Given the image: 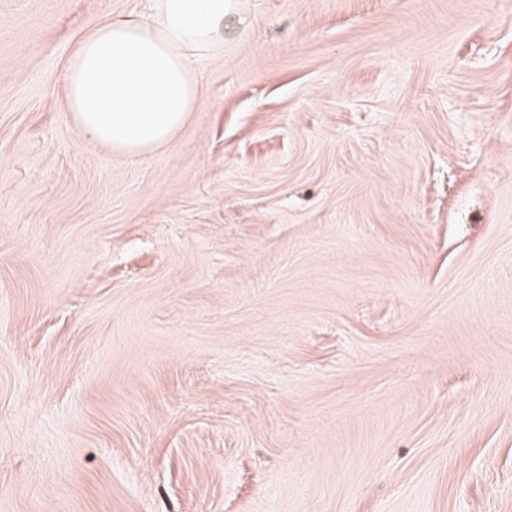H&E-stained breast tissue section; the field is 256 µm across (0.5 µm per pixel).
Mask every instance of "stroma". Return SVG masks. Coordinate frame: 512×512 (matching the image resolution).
I'll list each match as a JSON object with an SVG mask.
<instances>
[{
    "mask_svg": "<svg viewBox=\"0 0 512 512\" xmlns=\"http://www.w3.org/2000/svg\"><path fill=\"white\" fill-rule=\"evenodd\" d=\"M0 0V512H512V0H235L154 154Z\"/></svg>",
    "mask_w": 512,
    "mask_h": 512,
    "instance_id": "obj_1",
    "label": "stroma"
}]
</instances>
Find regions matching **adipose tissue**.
<instances>
[{"label":"adipose tissue","instance_id":"adipose-tissue-1","mask_svg":"<svg viewBox=\"0 0 512 512\" xmlns=\"http://www.w3.org/2000/svg\"><path fill=\"white\" fill-rule=\"evenodd\" d=\"M233 0H151L148 17L90 27L66 64L62 107L112 153L138 157L167 144L200 107V67L223 52Z\"/></svg>","mask_w":512,"mask_h":512}]
</instances>
